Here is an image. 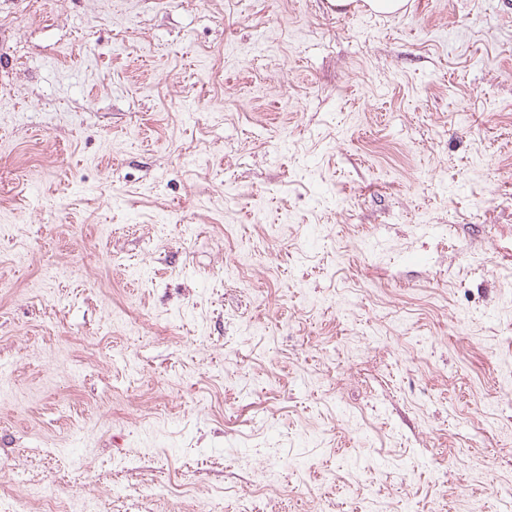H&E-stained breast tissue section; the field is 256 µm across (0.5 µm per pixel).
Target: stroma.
Segmentation results:
<instances>
[{
  "label": "stroma",
  "instance_id": "1",
  "mask_svg": "<svg viewBox=\"0 0 512 512\" xmlns=\"http://www.w3.org/2000/svg\"><path fill=\"white\" fill-rule=\"evenodd\" d=\"M512 0H0V512H512Z\"/></svg>",
  "mask_w": 512,
  "mask_h": 512
}]
</instances>
